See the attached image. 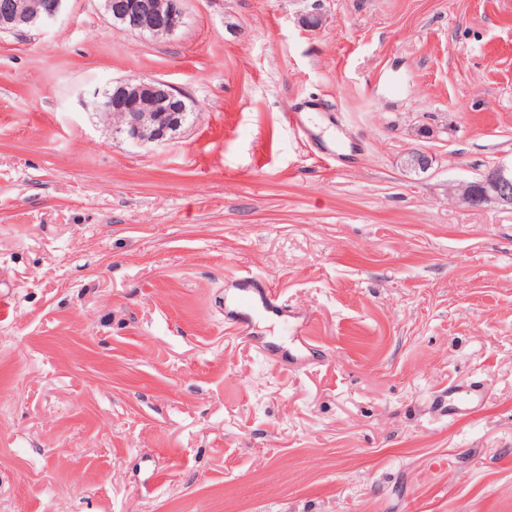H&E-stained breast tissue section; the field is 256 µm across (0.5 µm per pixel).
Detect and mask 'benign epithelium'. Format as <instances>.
Instances as JSON below:
<instances>
[{
  "instance_id": "obj_1",
  "label": "benign epithelium",
  "mask_w": 512,
  "mask_h": 512,
  "mask_svg": "<svg viewBox=\"0 0 512 512\" xmlns=\"http://www.w3.org/2000/svg\"><path fill=\"white\" fill-rule=\"evenodd\" d=\"M64 0H46L35 9L30 0H0V32L22 34L55 19ZM106 13L124 30L169 35L184 18L183 0H103ZM96 112L112 130L139 146L164 145L183 127L185 96L170 83L146 76H131L115 82L113 93L103 95ZM431 153L412 148L403 166L425 173L433 165ZM452 193L471 207L489 202L512 207V164H497L477 179L459 184Z\"/></svg>"
}]
</instances>
